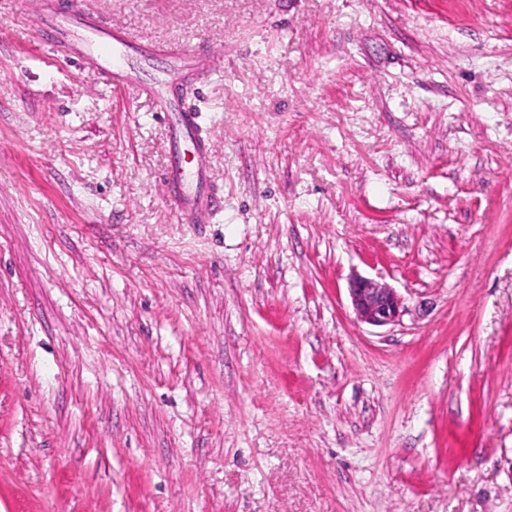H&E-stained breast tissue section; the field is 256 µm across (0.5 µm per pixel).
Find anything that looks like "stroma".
<instances>
[{"label": "stroma", "instance_id": "35a3bbf8", "mask_svg": "<svg viewBox=\"0 0 512 512\" xmlns=\"http://www.w3.org/2000/svg\"><path fill=\"white\" fill-rule=\"evenodd\" d=\"M39 2L0 0V512H512V0H81L142 85L222 52L175 82L209 224ZM158 101L159 116L168 125L171 133V147L176 148L177 134L182 129L195 130L196 165L193 170L170 167L165 174V182L172 196V203L188 224H208L221 208V197L210 189L207 144L198 129L197 112H187V108L171 98L163 82L152 87ZM349 295L356 318L372 326L394 325L404 311L398 294L372 278L354 276Z\"/></svg>", "mask_w": 512, "mask_h": 512}]
</instances>
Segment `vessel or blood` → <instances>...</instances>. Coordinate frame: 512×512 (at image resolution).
Wrapping results in <instances>:
<instances>
[{
    "instance_id": "1",
    "label": "vessel or blood",
    "mask_w": 512,
    "mask_h": 512,
    "mask_svg": "<svg viewBox=\"0 0 512 512\" xmlns=\"http://www.w3.org/2000/svg\"><path fill=\"white\" fill-rule=\"evenodd\" d=\"M51 31V43L57 50L79 59L88 78H95L104 70L112 71L118 78L126 77L130 67L126 49L131 41L126 32L108 31L100 21L83 15L75 2L69 10L55 14ZM152 91L158 101L160 117L171 134L197 129V113L187 111L178 100L171 98L165 83H156ZM165 182L176 211L187 223H209L221 208L220 196L210 188L204 138L196 140L194 169L170 168Z\"/></svg>"
}]
</instances>
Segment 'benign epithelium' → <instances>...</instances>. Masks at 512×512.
<instances>
[{"label": "benign epithelium", "mask_w": 512, "mask_h": 512, "mask_svg": "<svg viewBox=\"0 0 512 512\" xmlns=\"http://www.w3.org/2000/svg\"><path fill=\"white\" fill-rule=\"evenodd\" d=\"M349 295L356 318L372 326L393 325L400 321L404 311L398 294L372 278L354 276Z\"/></svg>", "instance_id": "obj_1"}]
</instances>
